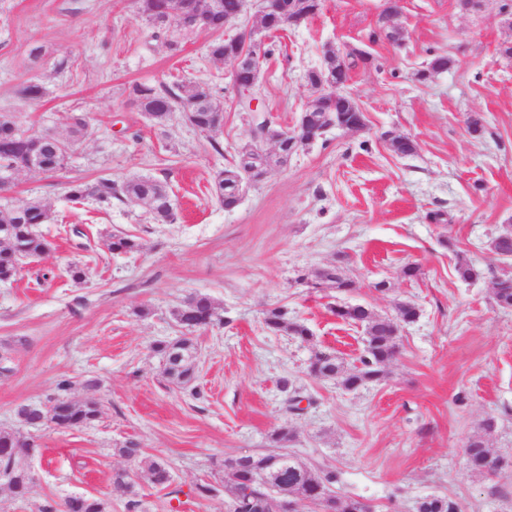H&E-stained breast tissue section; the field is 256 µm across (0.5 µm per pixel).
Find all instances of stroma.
I'll return each mask as SVG.
<instances>
[{
  "label": "stroma",
  "mask_w": 512,
  "mask_h": 512,
  "mask_svg": "<svg viewBox=\"0 0 512 512\" xmlns=\"http://www.w3.org/2000/svg\"><path fill=\"white\" fill-rule=\"evenodd\" d=\"M386 2L325 0L309 23L269 35L260 106L274 123L292 127L312 96L307 72L333 49L373 58L357 63L347 84L366 125L302 147L227 211L212 178L232 163L252 115L237 105L231 62L209 57L211 34L190 35L173 53L137 0H0V114L62 138L67 113L89 123L64 170L20 171L0 190V210L37 201L50 214L39 227L49 251L0 283V429L37 445L21 459L33 475L28 494L14 497L0 480V512H43L80 495L127 512L130 493L112 480L120 470L134 479L142 512H227L215 461L283 451L336 470V493L373 512H414L430 495L454 498L463 512H512V310L498 307L492 291L495 278L512 275V258L488 247L512 228V58L499 52L512 27L500 0L472 10L458 0H401L392 23L402 43L370 42ZM436 54L451 68L418 81ZM31 80L46 89L33 102L18 93ZM189 80L219 89L224 121L215 136L178 112L153 126L130 95L138 83ZM473 116L482 120L477 135L468 130ZM388 131L411 138L415 153H394ZM103 176L165 182L178 221L69 200L71 184ZM437 211L443 223L429 221ZM119 233L140 250L111 252L108 240ZM461 257L478 268L476 280L458 278ZM74 264L83 280L71 279ZM410 264L419 268L411 280L402 274ZM331 265L354 281L351 291L307 288ZM382 280L384 293L374 288ZM194 294L208 296L218 314L195 333L199 399L167 378L153 350L182 335L172 311ZM401 301L420 315L401 325L400 353L381 380L348 391L309 375L315 352L349 368L363 349L362 328L336 318L333 306L391 317ZM277 306L312 339L268 331L264 315ZM64 377L72 386L62 394ZM284 378L308 401L301 414L284 405ZM62 395L96 402L98 418L78 429L19 420L21 406L47 407ZM490 417L494 429L482 432ZM282 425L294 437L280 446L270 434ZM480 433L508 461L499 475L466 465L464 447ZM129 441L168 462L169 488L120 455ZM204 483L214 488L207 498L196 494Z\"/></svg>",
  "instance_id": "obj_1"
}]
</instances>
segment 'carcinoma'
I'll return each instance as SVG.
<instances>
[{"label":"carcinoma","instance_id":"cac0c4a2","mask_svg":"<svg viewBox=\"0 0 512 512\" xmlns=\"http://www.w3.org/2000/svg\"><path fill=\"white\" fill-rule=\"evenodd\" d=\"M200 11L216 25L206 31L216 35L210 43L209 54L215 60L224 57L227 42L219 37L225 19H236L243 12L244 0H196ZM146 21L156 28L155 37L165 41L172 51L179 50L182 40L190 31L181 30L177 15L165 18L146 16ZM361 54L344 57L330 51L322 69L308 74L313 85L328 80H348L349 72L356 66ZM452 60L435 55L417 72L418 80H425V73L446 71ZM217 87L209 83L188 82L173 86L136 84L131 95L139 111L153 124L165 125L175 111L189 112L192 126L202 133L216 131L223 122V108L217 102ZM354 122L350 101L345 96L324 94L308 104L300 113L296 126L298 134L274 129L269 133L275 150L267 144L247 138L240 146L234 163L215 172L212 179L213 197L226 210L239 205L240 183L238 177L250 183L261 181L267 172L285 164L303 144L301 140L317 136L320 131L338 117ZM57 137L48 131L23 129L8 115H0V170L55 173L64 167L63 154L56 146ZM69 197L73 201L94 199L102 207L112 206V201L141 206L158 224H174L177 209L165 183L150 178H132L115 182L102 178L94 185L74 184ZM49 212L38 202L0 211V281H9L19 272L24 260L40 256L49 250L48 241L39 233L38 226L47 223ZM108 248L115 253H133L140 249L139 242L127 235H114ZM491 249L499 256H512V232L500 234L491 242ZM323 284L328 288L349 291L353 281L345 279L334 267H325L314 274L312 287ZM495 303L502 308H512V278L498 277L493 283ZM334 315L350 325L364 327V344L358 364L345 369L337 356L317 352L311 358L309 374L316 378L335 379L346 390L374 382L383 377L385 368L396 358L399 351L400 326L413 322L417 308L409 302L396 305V314L390 318L373 313L364 305H339ZM175 321L189 332L204 329L213 324L216 312L212 301L204 295L186 299L174 309ZM266 328L274 333L286 332L303 341L312 337L310 329L300 321L288 319V311L282 307L269 310L264 318ZM164 362L165 374L180 386H188L195 379L193 337L182 336L176 340L160 342L154 346ZM53 419L63 428H79L97 418L99 411L93 402L57 399L50 406ZM34 443L22 440L13 431L0 430V477L16 497H23L29 490L24 472L17 467L15 456ZM122 456L139 462L144 477L156 486L165 487L171 481L168 464L158 457H145L134 442L119 449ZM464 454L468 468L479 475H494L508 466L503 457H494L483 437L470 439ZM218 473L228 494V512H299L300 504L309 503L321 512H366V505L352 497L333 494L337 481L334 470H313L290 453L258 454L227 457L217 464ZM61 512H107V503L96 497H70L63 503ZM416 512H461L459 503L448 496H427L417 504Z\"/></svg>","mask_w":512,"mask_h":512}]
</instances>
